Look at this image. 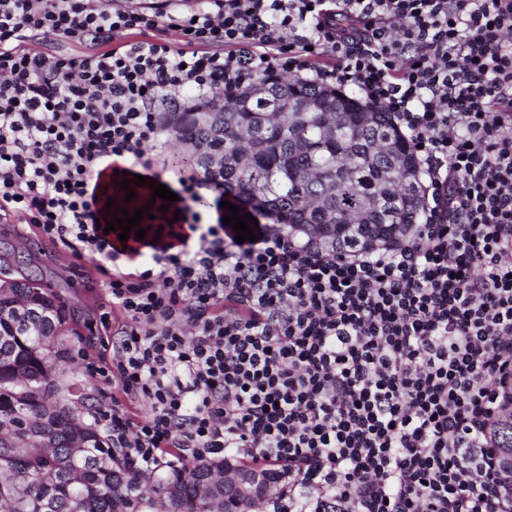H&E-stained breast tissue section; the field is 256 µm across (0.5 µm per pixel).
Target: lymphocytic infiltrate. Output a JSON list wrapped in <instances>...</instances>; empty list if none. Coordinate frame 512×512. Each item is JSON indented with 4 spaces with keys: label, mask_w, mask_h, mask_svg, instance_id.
Segmentation results:
<instances>
[{
    "label": "lymphocytic infiltrate",
    "mask_w": 512,
    "mask_h": 512,
    "mask_svg": "<svg viewBox=\"0 0 512 512\" xmlns=\"http://www.w3.org/2000/svg\"><path fill=\"white\" fill-rule=\"evenodd\" d=\"M283 72L391 114L422 178L411 235L240 243L200 208L223 188L183 173L144 239L100 230L162 113ZM2 216L110 263L117 328L82 359L135 476L237 456L286 470L283 512H512V0H0Z\"/></svg>",
    "instance_id": "f902f5d3"
}]
</instances>
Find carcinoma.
<instances>
[{
  "mask_svg": "<svg viewBox=\"0 0 512 512\" xmlns=\"http://www.w3.org/2000/svg\"><path fill=\"white\" fill-rule=\"evenodd\" d=\"M265 94L234 99L216 125L192 112H166L172 139L205 142L224 152V169L206 177L242 208H256L291 235L339 249L388 246L414 229L423 202L417 162L392 117L331 88L298 79L262 80ZM37 313L0 324V424L16 427L39 418L42 444L0 439V512H224V461L162 471L148 480L129 475L84 421V405L60 403L70 391L56 380L55 360L40 347L68 320L51 294ZM56 387L57 398L39 390ZM500 459L512 456V421L497 429Z\"/></svg>",
  "mask_w": 512,
  "mask_h": 512,
  "instance_id": "cac0c4a2",
  "label": "carcinoma"
}]
</instances>
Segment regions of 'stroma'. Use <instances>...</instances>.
I'll use <instances>...</instances> for the list:
<instances>
[{"label": "stroma", "mask_w": 512, "mask_h": 512, "mask_svg": "<svg viewBox=\"0 0 512 512\" xmlns=\"http://www.w3.org/2000/svg\"><path fill=\"white\" fill-rule=\"evenodd\" d=\"M0 257L8 262L12 277L38 275L45 291L60 298L77 333L56 343L65 352L59 379L66 385L78 384L82 396L96 398L95 382L86 374L79 351L89 347L102 331L97 302L103 274L92 268L91 257L59 254L57 246L39 238L29 227L14 224L0 223Z\"/></svg>", "instance_id": "35a3bbf8"}]
</instances>
